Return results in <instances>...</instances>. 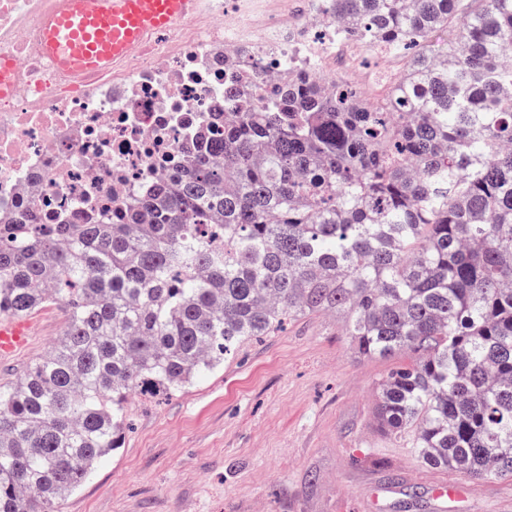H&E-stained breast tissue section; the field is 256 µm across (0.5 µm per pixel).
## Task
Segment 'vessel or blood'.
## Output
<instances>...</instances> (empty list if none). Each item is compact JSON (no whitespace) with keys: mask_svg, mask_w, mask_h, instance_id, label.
I'll return each instance as SVG.
<instances>
[{"mask_svg":"<svg viewBox=\"0 0 512 512\" xmlns=\"http://www.w3.org/2000/svg\"><path fill=\"white\" fill-rule=\"evenodd\" d=\"M199 0H58L41 22L43 50L64 71L103 73L149 32L177 26ZM35 329L31 317H0V361L25 348Z\"/></svg>","mask_w":512,"mask_h":512,"instance_id":"obj_1","label":"vessel or blood"}]
</instances>
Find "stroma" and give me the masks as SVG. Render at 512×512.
Returning <instances> with one entry per match:
<instances>
[{"label":"stroma","instance_id":"stroma-1","mask_svg":"<svg viewBox=\"0 0 512 512\" xmlns=\"http://www.w3.org/2000/svg\"><path fill=\"white\" fill-rule=\"evenodd\" d=\"M360 57V89L372 99L406 64L365 43ZM34 318L35 336L0 364V383L49 351L67 313L55 304ZM391 366L359 355L333 316L285 323L180 391L131 395L121 448L61 512H512V479L467 483L378 431L374 391ZM438 481L464 489L439 499Z\"/></svg>","mask_w":512,"mask_h":512}]
</instances>
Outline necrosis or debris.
I'll list each match as a JSON object with an SVG mask.
<instances>
[{
	"label": "necrosis or debris",
	"mask_w": 512,
	"mask_h": 512,
	"mask_svg": "<svg viewBox=\"0 0 512 512\" xmlns=\"http://www.w3.org/2000/svg\"><path fill=\"white\" fill-rule=\"evenodd\" d=\"M57 0H0V224H95L174 173L203 131L224 129V87L242 105L280 89L285 61L330 81L357 44L336 39L326 0L300 9L202 0L193 16L153 34L102 75L62 72L44 55L39 23Z\"/></svg>",
	"instance_id": "obj_1"
}]
</instances>
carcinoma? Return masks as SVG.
Here are the masks:
<instances>
[{
	"instance_id": "obj_1",
	"label": "carcinoma",
	"mask_w": 512,
	"mask_h": 512,
	"mask_svg": "<svg viewBox=\"0 0 512 512\" xmlns=\"http://www.w3.org/2000/svg\"><path fill=\"white\" fill-rule=\"evenodd\" d=\"M476 2L327 0L338 36L422 47L382 99L290 77L119 222L0 235V316L68 312L0 386V512H61L121 447L131 393L314 313L363 356H408L377 383L383 434L512 478V0Z\"/></svg>"
}]
</instances>
